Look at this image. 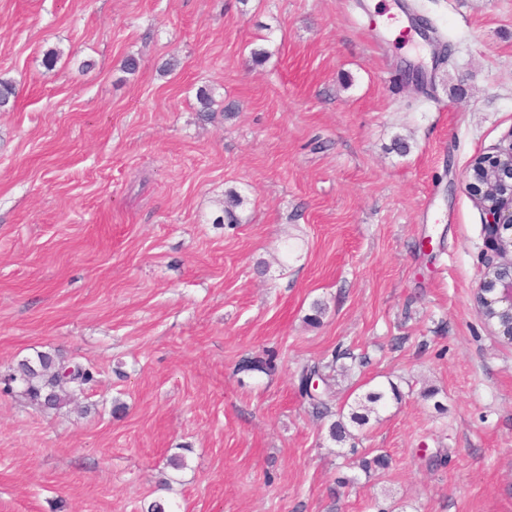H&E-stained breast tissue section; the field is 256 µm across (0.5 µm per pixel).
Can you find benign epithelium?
I'll use <instances>...</instances> for the list:
<instances>
[{
  "label": "benign epithelium",
  "mask_w": 512,
  "mask_h": 512,
  "mask_svg": "<svg viewBox=\"0 0 512 512\" xmlns=\"http://www.w3.org/2000/svg\"><path fill=\"white\" fill-rule=\"evenodd\" d=\"M475 160L482 168V177H476L469 168L465 183L486 215V275L476 291L479 313L507 319V327L501 331L509 337L512 335V240L505 234L512 231V134L508 146L479 155Z\"/></svg>",
  "instance_id": "7a95c632"
}]
</instances>
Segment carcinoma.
<instances>
[{"instance_id": "obj_1", "label": "carcinoma", "mask_w": 512, "mask_h": 512, "mask_svg": "<svg viewBox=\"0 0 512 512\" xmlns=\"http://www.w3.org/2000/svg\"><path fill=\"white\" fill-rule=\"evenodd\" d=\"M197 99L200 104V116L204 120L212 118L215 113L216 100L205 89L199 90ZM243 204L240 194L230 191L224 198V220L229 224L238 223L236 209ZM339 355L323 363L302 365L298 372L300 392L309 399L312 414L320 419L337 416L328 427L329 438L338 445L356 439L353 429H364L371 419L379 418L381 409L388 402H399L402 393L394 383L387 389H374L356 396L347 407L333 410L335 402V378L331 371ZM276 356L271 353L264 359L245 358L238 364L240 373H258L266 376L276 369ZM92 378L90 369L83 363L66 359L51 352H40L34 358H25L17 362L11 372L4 377L9 389L18 386L22 395L31 403L45 409H59L84 391V386Z\"/></svg>"}]
</instances>
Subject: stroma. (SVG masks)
Masks as SVG:
<instances>
[{
    "instance_id": "1",
    "label": "stroma",
    "mask_w": 512,
    "mask_h": 512,
    "mask_svg": "<svg viewBox=\"0 0 512 512\" xmlns=\"http://www.w3.org/2000/svg\"><path fill=\"white\" fill-rule=\"evenodd\" d=\"M404 4L426 46L383 32ZM0 76V375L94 373L58 410L0 392V512H512V341L477 312L464 181L512 132V0H0ZM202 88L231 114L200 122ZM346 349L337 404L403 398L339 447L296 370Z\"/></svg>"
}]
</instances>
